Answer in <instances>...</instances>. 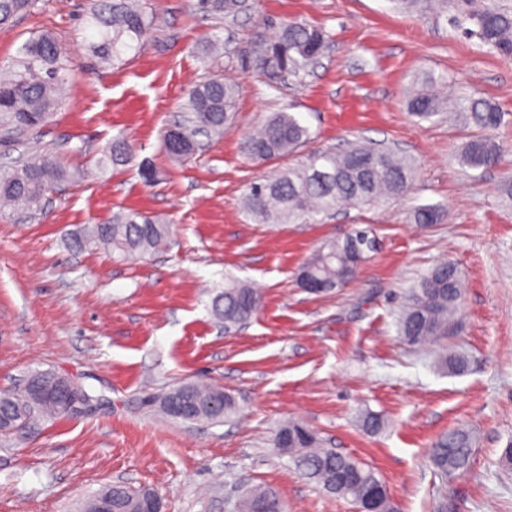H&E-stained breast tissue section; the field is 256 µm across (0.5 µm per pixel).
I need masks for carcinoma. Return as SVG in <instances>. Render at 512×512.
Wrapping results in <instances>:
<instances>
[{"instance_id":"1","label":"carcinoma","mask_w":512,"mask_h":512,"mask_svg":"<svg viewBox=\"0 0 512 512\" xmlns=\"http://www.w3.org/2000/svg\"><path fill=\"white\" fill-rule=\"evenodd\" d=\"M404 9H437L448 12V0H393ZM35 0H0V27L10 25L18 16L30 11ZM200 13L225 22L235 21L246 8L244 0H194ZM456 11L472 27L464 34L475 37L489 50L512 54V12L485 9L471 12L466 3L455 5ZM86 26L95 41L90 51L102 61L120 65L131 50L141 47L156 28V17L137 0H95L87 12ZM328 35L319 26L288 22L274 39L262 43L242 58V67L259 72L270 88H279L289 78L303 79L309 68L324 54ZM69 60L56 38L45 33L26 43L12 65L10 76L0 79V131L18 134L38 128L51 118L60 102V90L66 83ZM241 87L220 77L206 76L193 86L183 103L187 120L165 128L162 146L177 161L189 159L200 143L197 136L221 137L230 125ZM408 111L422 121L448 111V102L425 90H412L407 99ZM453 111L468 113L484 129L500 125L497 106L480 97H459ZM302 119L293 112H277L241 143L242 153L253 160H271L295 152L309 139ZM500 149L486 136H475L458 154L457 161L471 169L497 163ZM133 160L131 149L117 137L101 150L99 164L114 167ZM70 172L50 156L25 157L17 167L0 171V200L30 206L40 201L52 185L67 180ZM413 178L412 163L388 147L362 142L342 148L321 150L279 176L254 183L245 197V206L258 224H288L313 220L340 204L372 205L405 196ZM169 235V226L161 220L136 210L112 215L106 224H94L73 238L78 249L103 247L121 257H144L156 251ZM354 233L342 240L323 243L305 263V269L331 287L345 280L356 260L352 254ZM448 264L437 266L412 288L399 315V329L414 344H424L448 335L461 299L459 274L447 284ZM262 295L251 285L235 279L224 282V291L214 297L212 311L224 325L233 328L251 320L260 310ZM39 387L27 384L18 389L0 391V433L10 435L35 421L64 416L67 411L56 394L62 387L84 402L98 403L100 398L79 383L70 384L53 372H37ZM180 395L195 405L192 421H215L233 409L224 390L200 382H185L147 399L164 415L173 417L169 403ZM290 438L283 449L296 468L325 492L362 504V494L383 482L358 459L324 447L316 434L298 422L282 425L273 437L279 444L282 435ZM431 461L440 475L464 478L471 470L470 437L454 431L431 450ZM110 497L116 512H137V500L122 485L100 490ZM284 509L275 492L265 488L248 490L237 505L238 512H264L269 505Z\"/></svg>"}]
</instances>
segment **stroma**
<instances>
[{
  "instance_id": "1",
  "label": "stroma",
  "mask_w": 512,
  "mask_h": 512,
  "mask_svg": "<svg viewBox=\"0 0 512 512\" xmlns=\"http://www.w3.org/2000/svg\"><path fill=\"white\" fill-rule=\"evenodd\" d=\"M158 19L119 67L89 50V0H37L0 28V76L21 47L53 33L70 61L66 98L26 135L73 174L30 217L0 205V389L34 371H61L102 394L100 408L41 421L0 437V512H81L102 488L153 490L162 512H237L245 490L269 487L286 512H356L324 492L272 445L288 421L326 447L371 466L396 512H512V55L488 51L432 11L391 0H255L236 24L194 10L192 0H145ZM329 34L300 84L267 87L242 68V52L286 21ZM222 56H204L213 38ZM241 93L224 135L187 161L165 154L161 133L182 120L185 94L208 74ZM446 91L490 99L503 118L482 130L448 113L413 118L407 95L423 75ZM298 113L309 140L295 155L245 159L242 137L273 113ZM486 134L501 160L461 168L456 157ZM134 160L100 167L115 137ZM356 140L383 142L414 163L407 197L339 208L311 223L258 224L244 210L250 183L276 177L306 155ZM437 205L436 223L415 220ZM134 209L170 226L167 243L142 259L79 250L73 233ZM375 238L355 277L329 294L304 291L302 265L321 243L354 230ZM459 272L457 323L437 343L399 332L411 287L437 265ZM232 276L262 291L259 313L225 331L210 309ZM457 355L465 367H443ZM222 387L235 402L224 419L190 423L148 407V395L180 383ZM383 420L375 433L360 419ZM469 434L472 474L442 480L433 445Z\"/></svg>"
}]
</instances>
